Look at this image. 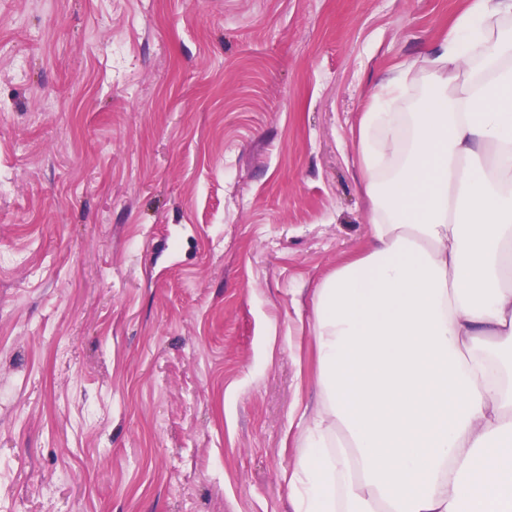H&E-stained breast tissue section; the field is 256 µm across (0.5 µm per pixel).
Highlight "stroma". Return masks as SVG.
Here are the masks:
<instances>
[{"mask_svg": "<svg viewBox=\"0 0 512 512\" xmlns=\"http://www.w3.org/2000/svg\"><path fill=\"white\" fill-rule=\"evenodd\" d=\"M467 0H0V512H290L356 129Z\"/></svg>", "mask_w": 512, "mask_h": 512, "instance_id": "35a3bbf8", "label": "stroma"}]
</instances>
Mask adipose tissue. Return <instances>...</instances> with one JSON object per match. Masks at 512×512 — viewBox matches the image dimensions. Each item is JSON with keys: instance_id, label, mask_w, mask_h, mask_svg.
Listing matches in <instances>:
<instances>
[{"instance_id": "obj_1", "label": "adipose tissue", "mask_w": 512, "mask_h": 512, "mask_svg": "<svg viewBox=\"0 0 512 512\" xmlns=\"http://www.w3.org/2000/svg\"><path fill=\"white\" fill-rule=\"evenodd\" d=\"M512 0H471L358 127L365 251L312 296L291 512H512Z\"/></svg>"}]
</instances>
